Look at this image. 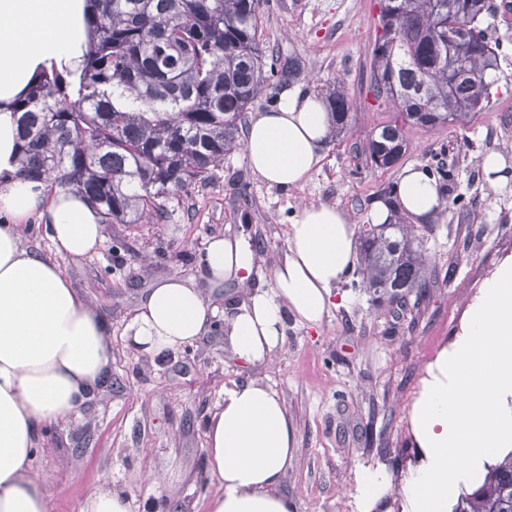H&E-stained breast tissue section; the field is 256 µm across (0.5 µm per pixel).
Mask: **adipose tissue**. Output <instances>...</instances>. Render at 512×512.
<instances>
[{"mask_svg": "<svg viewBox=\"0 0 512 512\" xmlns=\"http://www.w3.org/2000/svg\"><path fill=\"white\" fill-rule=\"evenodd\" d=\"M87 0H0V512H50L32 470L42 427L78 414L112 361L111 332L78 298L60 262L98 255L104 217L82 194L18 174L14 105L37 77L80 73L88 50ZM329 117L316 96L284 88L274 108L257 113L244 151L267 183L300 186L322 157ZM445 205L419 163L398 174L391 199L372 203V223L401 212L425 224ZM42 226L50 254L26 247L21 228ZM357 259L355 226L341 208L304 206L288 228L287 251L268 288L255 290L225 320L239 358H272L285 322L319 325L334 289ZM255 256L241 241L213 237L211 279L238 277ZM218 317L198 288L173 276L155 285L125 327L134 350L158 356L192 345ZM417 458L402 487L401 512H448L457 485L480 478L485 460L512 449V257L484 280L460 333L425 370L409 411ZM206 460L217 489L208 512H296L279 488L295 458V430L268 385L225 390L206 426ZM390 490L384 469L362 471L358 512H378Z\"/></svg>", "mask_w": 512, "mask_h": 512, "instance_id": "adipose-tissue-1", "label": "adipose tissue"}]
</instances>
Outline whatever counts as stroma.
<instances>
[{"mask_svg": "<svg viewBox=\"0 0 512 512\" xmlns=\"http://www.w3.org/2000/svg\"><path fill=\"white\" fill-rule=\"evenodd\" d=\"M490 3L482 26L498 66L488 98L467 122L409 132L402 158L428 167L441 157L453 167L458 197L427 235V286L418 306L374 302L355 271L337 285L338 301L318 327L288 323L272 359L240 360L220 321L186 349L157 357L135 352L124 329L155 282L193 279L210 304L228 310L268 286L302 206H338L360 230L371 203L397 182L401 165L380 169L356 150L395 112L369 89L378 0H261L266 53L300 57L311 76L305 91L342 83L352 103L348 129L328 140L300 187L267 184L239 150L171 195L163 220L106 225L98 256L62 260L78 297L110 327L112 362L79 415L41 432L32 467L52 512H82L102 488L126 495L130 512H208L214 484L205 463L206 420L225 389L248 381L271 386L293 422L295 460L281 490L297 512H357L358 477L376 466L390 476L391 499L400 500L416 458L408 413L425 367L452 341L485 278L512 256V191L489 190L482 173L488 153L512 159V0ZM216 235L254 250L244 282L206 281L203 257Z\"/></svg>", "mask_w": 512, "mask_h": 512, "instance_id": "stroma-1", "label": "stroma"}]
</instances>
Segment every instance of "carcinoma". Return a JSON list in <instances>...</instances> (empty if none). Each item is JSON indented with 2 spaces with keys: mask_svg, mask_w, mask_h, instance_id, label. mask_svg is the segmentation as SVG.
I'll return each mask as SVG.
<instances>
[{
  "mask_svg": "<svg viewBox=\"0 0 512 512\" xmlns=\"http://www.w3.org/2000/svg\"><path fill=\"white\" fill-rule=\"evenodd\" d=\"M91 36L77 79L43 74L15 103L19 172L71 189L101 209L107 224L164 217L163 200L208 176L239 148V125L265 88L301 78L297 57L267 55L259 42V0H90ZM461 12L458 48H448L440 19ZM488 0H379L370 57V90L396 116L364 148L377 168L407 149L412 128L467 120L489 96L497 66L481 20ZM455 74L448 75V67ZM324 100L332 132L349 123L341 84ZM432 228L370 225L360 237L363 287L394 302L425 284L424 244ZM453 512H512V452L488 466L480 486Z\"/></svg>",
  "mask_w": 512,
  "mask_h": 512,
  "instance_id": "1",
  "label": "carcinoma"
}]
</instances>
